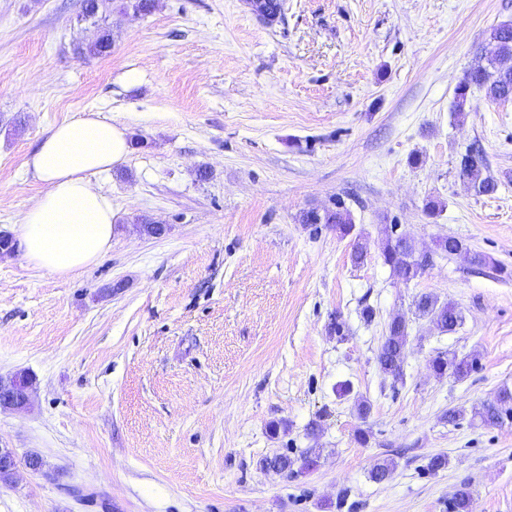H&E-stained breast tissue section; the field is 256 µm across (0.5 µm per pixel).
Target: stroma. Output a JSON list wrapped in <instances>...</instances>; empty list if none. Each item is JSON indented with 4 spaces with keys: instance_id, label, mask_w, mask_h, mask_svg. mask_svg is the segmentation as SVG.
<instances>
[{
    "instance_id": "obj_1",
    "label": "stroma",
    "mask_w": 512,
    "mask_h": 512,
    "mask_svg": "<svg viewBox=\"0 0 512 512\" xmlns=\"http://www.w3.org/2000/svg\"><path fill=\"white\" fill-rule=\"evenodd\" d=\"M79 12L0 0V230L38 201L27 162L53 126L97 112L135 143L91 178L117 211L96 263L61 277L0 256V373L33 377L27 409L0 412L19 461L0 512H452L464 485L469 512H512V422L472 418L512 388V101L474 87L453 110L512 0H285L272 24L247 0H156L113 14L101 56L77 54ZM467 153L495 194L461 176ZM339 206L353 235L299 221ZM395 232L434 255L408 283L381 258ZM443 236L465 252L438 253ZM424 293L456 304L455 331L416 317ZM398 315L395 381L376 355ZM445 350L475 371L437 376ZM310 448L308 470L262 465Z\"/></svg>"
}]
</instances>
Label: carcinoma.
Wrapping results in <instances>:
<instances>
[{
  "instance_id": "1",
  "label": "carcinoma",
  "mask_w": 512,
  "mask_h": 512,
  "mask_svg": "<svg viewBox=\"0 0 512 512\" xmlns=\"http://www.w3.org/2000/svg\"><path fill=\"white\" fill-rule=\"evenodd\" d=\"M133 10L142 16L152 14L154 0H121L119 10ZM81 15L92 21L96 28V37L79 52L103 55L112 47V7L105 0H82ZM489 41L493 44L490 53L482 54L478 64L466 73L463 85L457 87L456 108L462 109L468 91L475 86L485 91L492 101L512 100V23H503L491 29ZM461 173L467 178L478 195H493L498 190V182L485 175L482 165L470 154L461 160ZM303 224H334L343 236L354 229L351 213L347 210H329L319 213L314 209L302 212ZM382 258L391 273L403 282H410L422 276L431 264L429 253L415 249L410 238L398 235L387 241ZM416 315L428 318L442 332L455 329L461 320L460 312L450 302L439 303L431 294H423L415 301ZM407 345V321L403 316L394 317L388 324V332L376 355L382 374L393 381L402 379V354ZM477 358L458 357L448 352L437 353L430 361V367L438 376L448 373L456 377H466L476 368ZM512 417V390L502 389L494 399L485 402L478 411V417L485 425H498L504 417Z\"/></svg>"
}]
</instances>
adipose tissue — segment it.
<instances>
[{"label": "adipose tissue", "mask_w": 512, "mask_h": 512, "mask_svg": "<svg viewBox=\"0 0 512 512\" xmlns=\"http://www.w3.org/2000/svg\"><path fill=\"white\" fill-rule=\"evenodd\" d=\"M125 127L86 112L53 126L28 161L45 189L19 226L24 254L60 276L97 261L112 246L116 211L91 180L123 163Z\"/></svg>", "instance_id": "ef3b65f1"}]
</instances>
